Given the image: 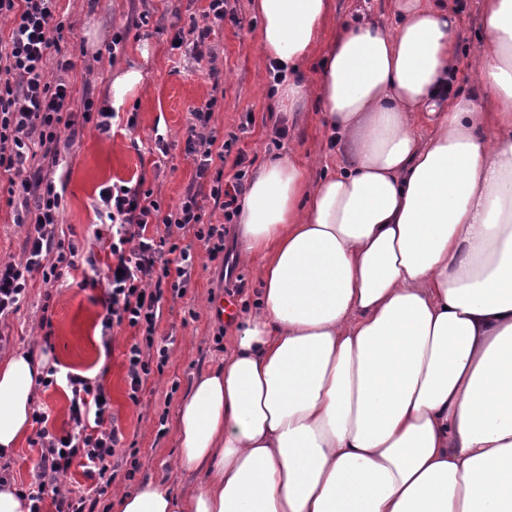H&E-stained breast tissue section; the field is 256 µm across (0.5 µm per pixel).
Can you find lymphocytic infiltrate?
Wrapping results in <instances>:
<instances>
[{
	"label": "lymphocytic infiltrate",
	"instance_id": "1",
	"mask_svg": "<svg viewBox=\"0 0 512 512\" xmlns=\"http://www.w3.org/2000/svg\"><path fill=\"white\" fill-rule=\"evenodd\" d=\"M56 2L0 0V16L12 19L8 37L0 38V180L7 181V191L17 201L16 223L34 227L26 238L25 262L0 263V317L19 309L34 275L50 284L79 263H96L95 255L80 256L76 245L56 231L65 193L63 179L56 176L62 131L77 135L82 123L103 133L119 122L130 129L137 125L136 112L120 115L108 105H96L89 96L83 97L80 113H73V86L48 79V62L62 70L74 66L60 53L65 26L55 18ZM234 13L230 0H208L200 18L177 31L173 48L189 45L194 59L203 60L214 26ZM218 104L219 97L213 94L192 110L194 121L186 130L184 151L193 161L194 174L176 208L164 209L160 195L140 179L112 184L100 194V226L94 236L110 259L102 333L110 335L122 325L141 333L126 353L129 398L135 403L152 367H164L169 359L168 346L155 341L163 299L168 294L184 297L192 284L194 258L182 238L191 234L203 241L210 260L224 256L223 224L205 222L201 197L210 198L229 222L249 186L250 164L244 156H234L232 177L224 175V160L238 137L232 133L219 139L211 127ZM67 383L68 430L49 434L47 414L33 413L39 426L40 460L31 482L20 490L29 512H43L48 500L55 512H97L108 486L107 473L121 466L116 454L123 434L104 399L105 388L79 375L68 376ZM75 464L90 487L64 485Z\"/></svg>",
	"mask_w": 512,
	"mask_h": 512
}]
</instances>
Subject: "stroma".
I'll return each mask as SVG.
<instances>
[{
    "mask_svg": "<svg viewBox=\"0 0 512 512\" xmlns=\"http://www.w3.org/2000/svg\"><path fill=\"white\" fill-rule=\"evenodd\" d=\"M447 3L457 15L456 39L461 53L451 89L456 96L470 92L478 80L468 54L479 42L483 0ZM330 4L319 49L300 68L311 83L317 82L323 59L345 25L394 20L391 0H330ZM206 5V0H58L57 19L73 28L62 50L74 67L69 71L49 67V80L71 82L76 91L90 90L95 100L108 102L117 70L134 68L143 76L122 106L123 111H137L135 129L103 134L87 127L72 147L61 151L67 185L59 229L73 237L83 251L99 248L93 235L97 222L94 205L107 185L141 177L146 186L160 191L164 205L179 204L194 173L193 162L184 153L185 132L193 120L191 110L209 98L213 87H220L224 98L211 125L222 136L238 132L236 147L250 160L252 170H259L282 150L305 166L313 182L336 163L337 147L317 100L308 99L301 110L286 114L280 111L276 97L270 96V78L259 42L261 20L253 0H238L237 21L215 26L208 41L211 53L202 62L173 48L177 30L188 26L191 17L200 15ZM135 10L148 11V25L137 29L117 55H109L106 46L113 31ZM248 112L254 122L246 133H239L241 118ZM282 124L288 134L282 149L277 150L270 142L275 127ZM158 130L166 132L173 143L168 156L137 149V142L149 141ZM7 197L6 189L0 187V262L17 263L24 259L23 245L33 228L14 223ZM204 208L212 223L224 227L229 266L224 269L219 262L210 261L203 243L194 236L186 237L195 260L193 284L184 297L165 301L157 334L172 336L170 358L163 371L148 377L140 403H133L128 396L125 359L135 330L115 329L107 343L100 338L104 274H91L82 266L71 271L59 287L34 278L18 312L0 320V334L9 338L8 351L29 348L39 336L58 370L74 374L95 370L94 380L109 393L112 413L126 442L138 451L139 468L134 477H127L121 469L114 480L115 485L129 490L149 479L166 480L177 490L198 483L199 474L177 465L176 409L196 378L224 359L236 329L235 320L226 321L216 314L227 290L241 289V299L247 304L246 309L237 310V318L245 317L247 308L257 305L261 259L242 263L239 224L225 223L222 210L214 208L212 200H205ZM91 276L96 277L97 286L85 285V278ZM46 315L53 325L48 334L41 327ZM70 398L71 392L62 382L36 389L34 406L47 412L50 434L67 428ZM36 438V432H29L9 457H0V476L16 484L30 483L40 455Z\"/></svg>",
    "mask_w": 512,
    "mask_h": 512,
    "instance_id": "stroma-1",
    "label": "stroma"
}]
</instances>
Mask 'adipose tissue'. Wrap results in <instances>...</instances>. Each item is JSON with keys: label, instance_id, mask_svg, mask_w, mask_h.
<instances>
[{"label": "adipose tissue", "instance_id": "obj_1", "mask_svg": "<svg viewBox=\"0 0 512 512\" xmlns=\"http://www.w3.org/2000/svg\"><path fill=\"white\" fill-rule=\"evenodd\" d=\"M392 8L343 28L312 87L292 74L330 0H254L281 108L316 98L341 159L314 184L290 156L252 178L257 311L177 412L178 464L202 479L148 480L115 512H512V0H483L491 112L439 95L459 60L444 0ZM50 366L0 357V456Z\"/></svg>", "mask_w": 512, "mask_h": 512}]
</instances>
